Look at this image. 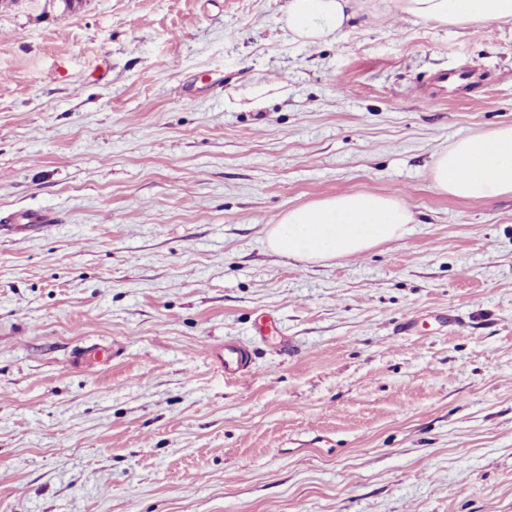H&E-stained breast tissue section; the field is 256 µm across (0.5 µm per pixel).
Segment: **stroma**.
<instances>
[{
    "instance_id": "1",
    "label": "stroma",
    "mask_w": 512,
    "mask_h": 512,
    "mask_svg": "<svg viewBox=\"0 0 512 512\" xmlns=\"http://www.w3.org/2000/svg\"><path fill=\"white\" fill-rule=\"evenodd\" d=\"M287 6L0 0V512H512V196L431 183L512 125V25L352 0L309 44ZM355 192L413 224L269 248ZM412 222V211L397 198L342 194L288 209L269 229L268 246L289 259L318 262L397 239ZM249 353L246 349L238 346L224 347V358L221 362L225 373L243 374L247 371Z\"/></svg>"
}]
</instances>
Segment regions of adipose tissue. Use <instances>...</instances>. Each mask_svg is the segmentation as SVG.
Masks as SVG:
<instances>
[{"label":"adipose tissue","instance_id":"adipose-tissue-1","mask_svg":"<svg viewBox=\"0 0 512 512\" xmlns=\"http://www.w3.org/2000/svg\"><path fill=\"white\" fill-rule=\"evenodd\" d=\"M350 0H288L285 24L297 39L335 41L350 20ZM404 14L442 26L512 23V0H395ZM441 193L494 200L512 194V126L455 141L433 165ZM411 210L394 197L342 194L292 208L268 232L281 256L307 262L352 255L401 237Z\"/></svg>","mask_w":512,"mask_h":512}]
</instances>
